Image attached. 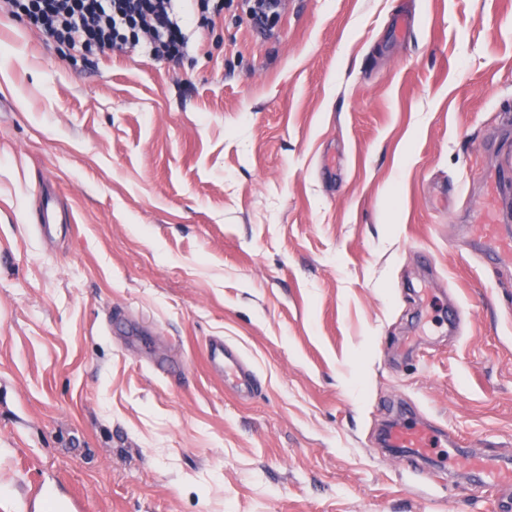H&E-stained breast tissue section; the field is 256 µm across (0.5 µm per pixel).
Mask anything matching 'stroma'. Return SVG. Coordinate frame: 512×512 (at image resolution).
Here are the masks:
<instances>
[{"label":"stroma","instance_id":"obj_1","mask_svg":"<svg viewBox=\"0 0 512 512\" xmlns=\"http://www.w3.org/2000/svg\"><path fill=\"white\" fill-rule=\"evenodd\" d=\"M217 3L175 61L0 13V512L45 473L83 512H497L512 485L380 436L512 459V266L467 232L512 0H282L266 32ZM206 351L211 370L224 381V385L227 384L241 393L251 392L256 388L255 373L244 364L238 349L225 343L223 337H212ZM433 431L429 424H413L392 428L388 441L392 448H411L415 457H428Z\"/></svg>","mask_w":512,"mask_h":512}]
</instances>
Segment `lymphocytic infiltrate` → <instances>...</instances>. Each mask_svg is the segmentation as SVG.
Returning a JSON list of instances; mask_svg holds the SVG:
<instances>
[{
    "mask_svg": "<svg viewBox=\"0 0 512 512\" xmlns=\"http://www.w3.org/2000/svg\"><path fill=\"white\" fill-rule=\"evenodd\" d=\"M52 39L63 53L126 50L132 31L148 32L157 58H173L188 46L184 18L207 12L210 0H0Z\"/></svg>",
    "mask_w": 512,
    "mask_h": 512,
    "instance_id": "f902f5d3",
    "label": "lymphocytic infiltrate"
}]
</instances>
